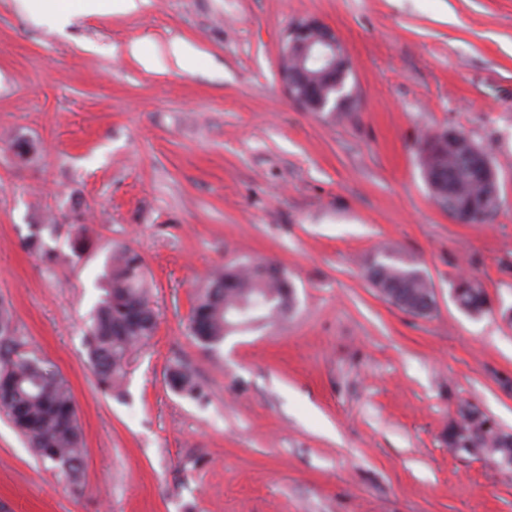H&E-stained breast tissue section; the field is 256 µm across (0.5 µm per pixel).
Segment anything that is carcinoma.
Listing matches in <instances>:
<instances>
[{
    "label": "carcinoma",
    "mask_w": 512,
    "mask_h": 512,
    "mask_svg": "<svg viewBox=\"0 0 512 512\" xmlns=\"http://www.w3.org/2000/svg\"><path fill=\"white\" fill-rule=\"evenodd\" d=\"M325 100L336 101V112H351L356 97L322 75V68H308ZM422 171L431 199L448 214L469 215V223L482 224L498 208V184L476 178L475 167L485 152L470 138L441 129L418 143ZM25 249L45 263L55 254L37 231L24 241ZM417 265L389 249L368 261L366 278L391 305L406 311L423 306L431 283L418 275ZM459 300L466 312H492L485 289L460 279ZM102 291L88 327L89 359L99 387L110 392L124 378L126 357L133 346L153 334L151 285L142 258L125 247L113 248L106 257L99 283ZM293 285L274 263L218 267L207 286L194 299L190 322L193 335L205 346H216L240 327L256 321L273 324L292 308ZM175 390L195 400L207 391L184 367L170 373ZM0 413L23 436L33 456L51 464L57 476L74 486L84 463L83 435L76 406L65 379L29 348L15 323L13 310L0 301Z\"/></svg>",
    "instance_id": "obj_1"
}]
</instances>
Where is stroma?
<instances>
[{"label":"stroma","instance_id":"1","mask_svg":"<svg viewBox=\"0 0 512 512\" xmlns=\"http://www.w3.org/2000/svg\"><path fill=\"white\" fill-rule=\"evenodd\" d=\"M68 8L61 28L0 0V299L73 391L84 468L80 486L59 480L0 418L6 512H512V474L443 440L466 405L512 433V0ZM306 18L342 43L354 112H309L285 90V33ZM175 39L188 67L146 66ZM439 128L495 165L487 223L431 199L416 142ZM20 139L28 155L11 150ZM35 230L53 265L23 248ZM115 245L143 260L156 330L110 395L85 331ZM380 247L426 271L431 317L371 287ZM264 259L291 278L294 313L214 347L194 339L210 270ZM463 273L490 313L457 306ZM178 365L206 401L172 389Z\"/></svg>","mask_w":512,"mask_h":512}]
</instances>
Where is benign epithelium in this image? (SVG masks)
<instances>
[{
  "label": "benign epithelium",
  "instance_id": "7a95c632",
  "mask_svg": "<svg viewBox=\"0 0 512 512\" xmlns=\"http://www.w3.org/2000/svg\"><path fill=\"white\" fill-rule=\"evenodd\" d=\"M292 49L298 53L297 67L290 71L281 70V80L289 96L306 108L312 101H316L313 87H307L299 96L294 95V89L305 82V62L324 63L327 71L334 74L336 56L342 54L343 49L335 33L315 19L300 20L287 30L284 51ZM453 432V451L479 454L493 468L512 473V451L506 450L512 438L501 431L490 418L482 417L469 431L456 427Z\"/></svg>",
  "mask_w": 512,
  "mask_h": 512
}]
</instances>
